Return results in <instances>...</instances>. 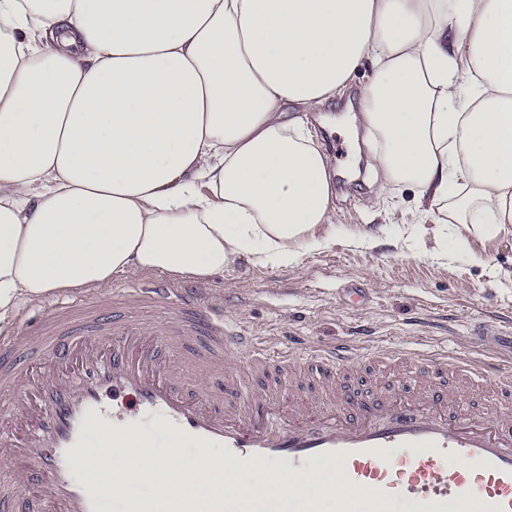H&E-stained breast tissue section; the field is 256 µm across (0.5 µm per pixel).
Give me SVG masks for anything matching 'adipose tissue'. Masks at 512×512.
<instances>
[{"label": "adipose tissue", "mask_w": 512, "mask_h": 512, "mask_svg": "<svg viewBox=\"0 0 512 512\" xmlns=\"http://www.w3.org/2000/svg\"><path fill=\"white\" fill-rule=\"evenodd\" d=\"M366 59L383 183L434 224L512 231V0H0V319L130 268L201 280L327 248L331 160L307 115ZM132 469L157 512L340 491L323 469L244 481L132 443L89 464L120 505Z\"/></svg>", "instance_id": "ef3b65f1"}]
</instances>
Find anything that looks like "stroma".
<instances>
[{"label": "stroma", "mask_w": 512, "mask_h": 512, "mask_svg": "<svg viewBox=\"0 0 512 512\" xmlns=\"http://www.w3.org/2000/svg\"><path fill=\"white\" fill-rule=\"evenodd\" d=\"M373 76L364 62L342 95L309 115L316 143L332 160L335 243L291 267H260L245 257L205 285L229 325L264 337L283 330L301 348L353 338L362 347L483 357L473 324L512 325V232L475 235L449 225L447 255L437 258V227L422 221L416 190L390 187L368 200L370 148L351 119ZM358 227L377 230L376 242L349 244ZM351 288L361 289V301L350 299Z\"/></svg>", "instance_id": "obj_1"}]
</instances>
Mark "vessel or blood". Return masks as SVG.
I'll return each mask as SVG.
<instances>
[{
  "label": "vessel or blood",
  "mask_w": 512,
  "mask_h": 512,
  "mask_svg": "<svg viewBox=\"0 0 512 512\" xmlns=\"http://www.w3.org/2000/svg\"><path fill=\"white\" fill-rule=\"evenodd\" d=\"M500 371L440 351H300L291 337L228 326L205 288L162 277L74 295L39 328L0 338V416L16 427L0 432V512H110L108 488L84 472L138 429L111 419L109 399L126 396L207 469L335 473L341 494L287 490V512H512V377L475 406L477 378ZM242 374L262 377L261 389L241 394ZM210 512L268 508L229 492Z\"/></svg>",
  "instance_id": "b4317fda"
}]
</instances>
